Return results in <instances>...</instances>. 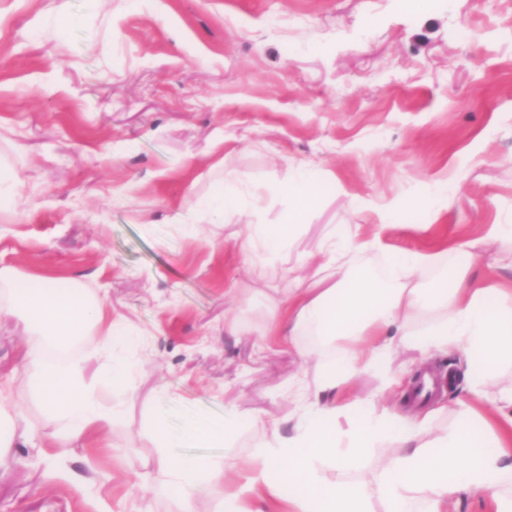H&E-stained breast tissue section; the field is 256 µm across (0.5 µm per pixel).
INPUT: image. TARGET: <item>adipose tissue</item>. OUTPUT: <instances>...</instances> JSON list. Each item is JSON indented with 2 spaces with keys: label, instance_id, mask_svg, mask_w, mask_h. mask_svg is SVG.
<instances>
[{
  "label": "adipose tissue",
  "instance_id": "adipose-tissue-1",
  "mask_svg": "<svg viewBox=\"0 0 512 512\" xmlns=\"http://www.w3.org/2000/svg\"><path fill=\"white\" fill-rule=\"evenodd\" d=\"M279 191L288 199L285 220L271 227L257 225L242 240L240 252L246 261L277 255L291 243L316 204L306 165H298L295 177L281 183ZM246 205L238 177L228 173L222 190L195 201L181 214L180 222L191 229L204 215L209 223L220 224L226 214ZM372 245L359 226L349 227L340 243L327 244L326 260L303 276L302 287L293 289L273 312V327L279 335L317 336L336 360L323 373L313 399L297 414L291 434H283L276 423L267 427L261 451L242 464L249 476L240 495L264 490L276 496L291 489L289 512H370L376 500L388 502L389 512H451L454 496L471 490L488 494L493 512H512V494L505 490L512 478V455L504 451L512 433L493 430L474 441L470 433L474 415L465 408L458 414L456 428L422 443L418 437L424 421L395 423L370 400L340 406L327 401V394L359 370L384 366L399 337H411L424 354H458L477 397L496 368L512 362V284L478 286L462 269L431 287H416L419 270L441 260L440 253L431 251L402 260L399 281L392 288L368 276L348 277L346 256ZM20 282L14 268L0 267V309L22 313L31 335L22 359L26 393L15 392L11 380L0 379V450L13 446L25 396L32 393L63 422L61 429L50 433L49 442L55 456L64 458L82 436L106 437L114 415L101 403L96 382L87 378L84 358L69 356V349L88 328L95 327L103 348L112 352L104 379L124 386L131 365L115 348L119 329L104 299L87 295L79 285L64 287L51 278L25 288ZM236 429L237 421L231 416L191 423L178 434L156 424L161 448L157 465L179 494L177 512H202L201 501L210 484L227 480L234 468L220 459L183 454V447L226 446ZM385 439L405 443L406 448L386 460L376 482L339 483L321 476V466L350 469L368 448Z\"/></svg>",
  "mask_w": 512,
  "mask_h": 512
}]
</instances>
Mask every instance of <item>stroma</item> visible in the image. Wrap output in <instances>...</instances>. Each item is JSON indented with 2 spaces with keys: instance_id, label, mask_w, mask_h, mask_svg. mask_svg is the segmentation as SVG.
Masks as SVG:
<instances>
[{
  "instance_id": "1",
  "label": "stroma",
  "mask_w": 512,
  "mask_h": 512,
  "mask_svg": "<svg viewBox=\"0 0 512 512\" xmlns=\"http://www.w3.org/2000/svg\"><path fill=\"white\" fill-rule=\"evenodd\" d=\"M69 17L53 28L46 14ZM471 34L470 45L458 39ZM0 162L21 184L0 211V267L28 281L77 280L106 300L132 341L128 384L99 389L117 406L106 440L77 441L63 460L27 432L55 421L28 397L0 454V512H176L156 466L154 421L178 431L236 416L226 448L250 458L267 423L295 416L331 356L271 333L272 311L327 236L360 225L383 249L348 259L378 274L412 252L442 250L448 271L512 281V239L466 254L462 242L512 225V7L506 0H0ZM316 170L318 205L263 276L236 247L252 224L281 223L278 192L293 166ZM258 205L194 229L176 218L225 172ZM395 203L378 231L365 201ZM233 329H225V322ZM22 316L0 313V374L25 390ZM402 346L386 387L367 371L337 403L376 398L413 408L421 371L443 380L430 432L456 427L466 396L456 360L414 361ZM399 445L370 449L330 481L368 482ZM136 465H129V454Z\"/></svg>"
}]
</instances>
